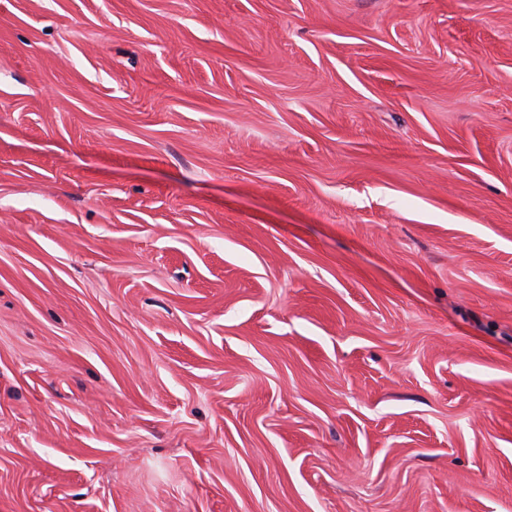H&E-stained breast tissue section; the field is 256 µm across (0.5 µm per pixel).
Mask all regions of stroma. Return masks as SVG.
Returning a JSON list of instances; mask_svg holds the SVG:
<instances>
[{
	"instance_id": "stroma-1",
	"label": "stroma",
	"mask_w": 512,
	"mask_h": 512,
	"mask_svg": "<svg viewBox=\"0 0 512 512\" xmlns=\"http://www.w3.org/2000/svg\"><path fill=\"white\" fill-rule=\"evenodd\" d=\"M0 512H512V0H0Z\"/></svg>"
}]
</instances>
